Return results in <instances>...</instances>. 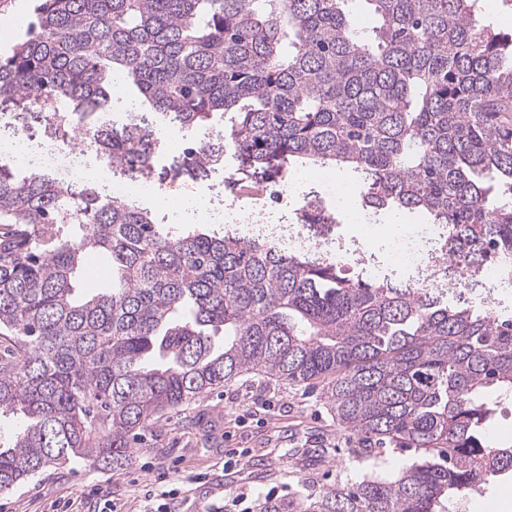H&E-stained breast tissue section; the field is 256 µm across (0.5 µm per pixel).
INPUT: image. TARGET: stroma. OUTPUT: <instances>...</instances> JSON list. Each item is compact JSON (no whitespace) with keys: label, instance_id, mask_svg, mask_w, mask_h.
<instances>
[{"label":"stroma","instance_id":"stroma-1","mask_svg":"<svg viewBox=\"0 0 512 512\" xmlns=\"http://www.w3.org/2000/svg\"><path fill=\"white\" fill-rule=\"evenodd\" d=\"M355 445L320 388L249 373L153 424L124 467L46 468L0 493V512H89L102 490L116 512H258L301 483H334Z\"/></svg>","mask_w":512,"mask_h":512}]
</instances>
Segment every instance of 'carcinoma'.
<instances>
[{"instance_id": "cac0c4a2", "label": "carcinoma", "mask_w": 512, "mask_h": 512, "mask_svg": "<svg viewBox=\"0 0 512 512\" xmlns=\"http://www.w3.org/2000/svg\"><path fill=\"white\" fill-rule=\"evenodd\" d=\"M37 0L0 55V110L36 109L108 162L164 189L231 153L253 191L299 166L345 172L361 203L421 212L447 258L512 278V49L476 0ZM181 129L224 134L163 169L157 128L109 119L113 79ZM295 221L338 238L318 192ZM111 287L76 294L90 258ZM0 493L76 458L122 466L136 431L246 373L322 384L364 472L270 497L259 512H452L512 475L487 435L512 397V308L398 288L341 259L245 242L211 224L173 230L129 197L0 163ZM420 461L394 479L387 453Z\"/></svg>"}]
</instances>
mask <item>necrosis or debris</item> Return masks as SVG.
I'll list each match as a JSON object with an SVG mask.
<instances>
[{"label": "necrosis or debris", "mask_w": 512, "mask_h": 512, "mask_svg": "<svg viewBox=\"0 0 512 512\" xmlns=\"http://www.w3.org/2000/svg\"><path fill=\"white\" fill-rule=\"evenodd\" d=\"M89 147L48 135L43 128H28L27 120L16 112L0 113V157L33 169L49 171L64 185L90 184L108 196L156 198L157 182L143 173L124 178L119 167L100 166L90 161ZM229 179L210 182L203 194L186 191L181 210L172 212L175 224H222L245 241L263 240L272 245H288L291 250L322 259L342 257L349 265L367 267L373 274L388 277L407 288H434L449 297L462 299L479 294L493 300L499 268L481 265L476 272L463 273L437 248L434 232L427 224L402 225L399 234L381 247H369L363 236L354 235L349 247L338 251L330 240L314 237L300 225L274 218L269 202L283 196L273 190L269 201L256 202L241 213L229 192Z\"/></svg>", "instance_id": "4bbe7bcc"}]
</instances>
